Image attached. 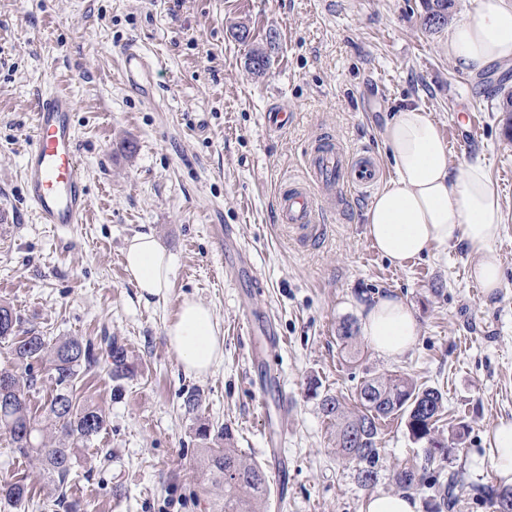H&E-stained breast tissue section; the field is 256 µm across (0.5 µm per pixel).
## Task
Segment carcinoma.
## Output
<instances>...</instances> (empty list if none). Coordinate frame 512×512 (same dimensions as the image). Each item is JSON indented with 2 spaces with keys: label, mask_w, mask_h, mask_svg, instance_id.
<instances>
[{
  "label": "carcinoma",
  "mask_w": 512,
  "mask_h": 512,
  "mask_svg": "<svg viewBox=\"0 0 512 512\" xmlns=\"http://www.w3.org/2000/svg\"><path fill=\"white\" fill-rule=\"evenodd\" d=\"M451 5L452 0H424L422 26L431 31L447 25ZM270 62V55L259 49L248 58L249 69L256 74L264 73ZM22 325L15 309L1 302L0 343L8 344L14 363L9 368H0V374L13 377V386L5 393L0 391V429L9 437L13 452L40 462L43 472L61 489L59 503L66 504V512H78L76 502H65L75 449L101 432L105 416L84 396L77 379L80 374L103 366L112 379L121 380L133 372V362L114 336H104L98 344L66 337L51 345L46 337ZM47 354L55 388L37 414L29 403V392L35 382L32 369L33 363ZM357 404V412L348 415L338 397L325 395L320 399V410L326 418L336 421L337 453L357 462L358 481L365 488L378 481V437L383 423L390 418L404 421L413 441L424 444L425 464L444 461L454 450L448 440L435 436L444 411L443 394L436 387L420 386L401 375L371 378L357 390ZM204 463L212 483L224 487V506L220 512H256L253 500L267 491L265 472L260 465L247 461L238 448L221 446L204 449ZM392 478L403 490L424 483V474L413 467L394 471ZM30 498L31 489L25 480L0 483L1 500L21 504ZM487 499L494 512H512V488H491Z\"/></svg>",
  "instance_id": "carcinoma-1"
}]
</instances>
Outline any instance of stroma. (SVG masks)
I'll use <instances>...</instances> for the list:
<instances>
[{
    "mask_svg": "<svg viewBox=\"0 0 512 512\" xmlns=\"http://www.w3.org/2000/svg\"><path fill=\"white\" fill-rule=\"evenodd\" d=\"M422 12V0H0V302L51 341L118 337L135 364L120 381L104 370L83 377L106 424L76 452L69 495L80 512H216L224 491L200 464L204 423L225 427L267 470L268 442L287 426L285 512H361L372 494L396 492L394 467L423 464V447L386 421L380 476L365 489L356 463L337 454L336 423L319 402L394 374L439 388L446 419L463 416L469 430L433 476L457 479L453 512H492L484 490L501 483L486 436L512 419V138L495 90H512V78L502 64L459 72L447 30H423ZM240 25L250 31L244 43ZM129 42L157 62L144 93L120 79ZM255 48L271 56L261 75L247 65ZM50 87L74 98L88 197L79 224L40 223L24 196L33 103ZM278 105L293 118L273 131L264 115ZM407 106L431 112L451 168L480 160L500 194L497 294L475 287L460 243L392 266L366 235L369 193L337 194L313 238L277 221L280 188L303 174L320 140L368 150L393 178L381 132ZM142 232L173 258L159 302L139 297L123 263L127 240ZM387 295L410 305L414 347L390 359L362 336L344 345L342 323ZM186 297L212 309L224 336L223 361L199 377L166 340ZM251 317L271 323L282 346L247 335ZM270 376L288 393L287 414L260 394ZM192 393L201 406L189 413ZM19 477L31 501H0V512H57L38 462L0 433V479Z\"/></svg>",
    "mask_w": 512,
    "mask_h": 512,
    "instance_id": "obj_1",
    "label": "stroma"
}]
</instances>
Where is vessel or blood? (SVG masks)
<instances>
[{"mask_svg":"<svg viewBox=\"0 0 512 512\" xmlns=\"http://www.w3.org/2000/svg\"><path fill=\"white\" fill-rule=\"evenodd\" d=\"M120 54L123 76L132 87L148 83L153 67L135 43ZM75 104L63 89H48L33 106V133L25 154L22 179L26 198L45 224H79L87 211L85 168L77 150ZM368 152L346 158L336 144L316 145L302 177L289 181L278 195V221L300 237L317 232L316 220L339 185L364 191L380 177Z\"/></svg>","mask_w":512,"mask_h":512,"instance_id":"vessel-or-blood-1","label":"vessel or blood"}]
</instances>
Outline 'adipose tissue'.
I'll use <instances>...</instances> for the list:
<instances>
[{
    "mask_svg": "<svg viewBox=\"0 0 512 512\" xmlns=\"http://www.w3.org/2000/svg\"><path fill=\"white\" fill-rule=\"evenodd\" d=\"M455 68L475 74L512 60V7L505 0H477L448 36ZM396 173L365 213L367 234L379 255L400 267L432 246L463 243L473 262L469 276L491 295L503 286L496 248L503 231L501 199L483 165L451 169L448 147L430 112L419 106L397 112L382 132ZM124 264L143 299L163 300L171 286L170 255L150 233L129 240ZM363 334L382 356L399 357L414 345L418 325L403 298L387 296L367 308ZM169 347L187 372L203 375L224 358V338L212 310L183 299L166 328ZM488 457L498 479L512 485V419L500 420L488 438Z\"/></svg>",
    "mask_w": 512,
    "mask_h": 512,
    "instance_id": "1",
    "label": "adipose tissue"
}]
</instances>
